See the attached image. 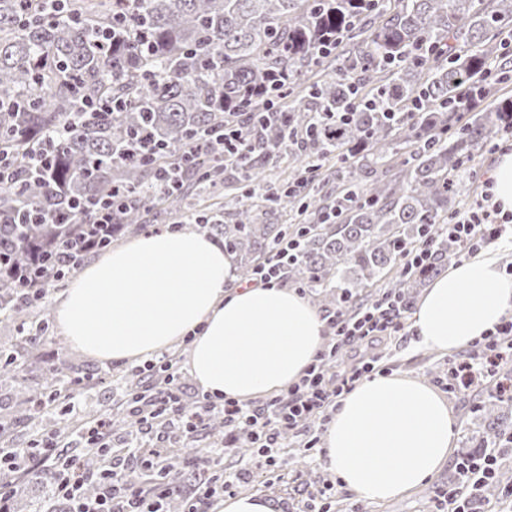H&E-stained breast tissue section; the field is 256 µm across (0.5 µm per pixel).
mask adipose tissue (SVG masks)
Here are the masks:
<instances>
[{"instance_id":"adipose-tissue-1","label":"adipose tissue","mask_w":512,"mask_h":512,"mask_svg":"<svg viewBox=\"0 0 512 512\" xmlns=\"http://www.w3.org/2000/svg\"><path fill=\"white\" fill-rule=\"evenodd\" d=\"M222 242L161 231L112 249L75 277L56 307L69 345L112 361L152 357L183 339L186 367L210 395L241 402L298 381L323 342L324 322L277 286L228 290ZM512 312V278L497 251L449 265L413 314L416 345L451 354ZM458 428L447 402L404 375H375L341 399L326 424L325 466L360 499L380 502L432 479Z\"/></svg>"}]
</instances>
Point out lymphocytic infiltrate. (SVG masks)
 Listing matches in <instances>:
<instances>
[{
	"label": "lymphocytic infiltrate",
	"instance_id": "f902f5d3",
	"mask_svg": "<svg viewBox=\"0 0 512 512\" xmlns=\"http://www.w3.org/2000/svg\"><path fill=\"white\" fill-rule=\"evenodd\" d=\"M126 199L110 194L95 201H77L76 211H91L93 228L81 245L111 236L116 211L123 209ZM443 233L467 258L492 244H512V218L501 216L488 197H481L467 209L458 212L443 227ZM406 313L393 297H377L362 305L343 303L326 316L329 340L316 353L304 375L283 393L258 404L233 399L216 400L202 395L193 411L183 409L180 390L173 381H165L153 394L150 403H142L137 387L126 390L142 424V433L153 426H175L184 438L205 427L213 416H221L226 431L252 434L258 443L256 467L266 474L282 471L285 440L295 438V449L302 454L313 452L320 438L317 421H328L339 406L341 397L368 376L375 368L374 358H360L343 365L336 375H327L325 365L330 357L347 348L375 346L385 337L405 328ZM512 362V316L502 319L481 340L471 343L466 351L451 361L449 372L453 391L463 395L494 379L495 389L512 399V376L499 377L498 368ZM57 440L52 432H42L33 446L15 448L0 438V512H10L8 503L16 483L34 474L49 472L56 492L72 504L70 512H164L162 503L170 491L169 484L159 482L149 487L127 482L122 471L124 455H112L111 479L101 481L95 496L88 497L83 487L98 470L97 462L58 463Z\"/></svg>",
	"mask_w": 512,
	"mask_h": 512
}]
</instances>
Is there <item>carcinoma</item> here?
Wrapping results in <instances>:
<instances>
[{
  "instance_id": "obj_1",
  "label": "carcinoma",
  "mask_w": 512,
  "mask_h": 512,
  "mask_svg": "<svg viewBox=\"0 0 512 512\" xmlns=\"http://www.w3.org/2000/svg\"><path fill=\"white\" fill-rule=\"evenodd\" d=\"M115 0H66L63 16L26 11L21 0H0V145L17 159L15 180L0 183V315L23 334L24 345L0 343V376L23 385L25 348L51 330L48 295L71 275L59 265L64 245L86 233L67 200L109 194L117 187L128 207L116 214L113 238L149 226L157 207L180 218L191 200L215 197L228 176L249 186L265 178L267 149L299 150L301 167L331 157L347 167L336 186L305 193L290 189L265 208L297 211L312 224H260L255 204H238L233 224H201L217 232L224 252L248 279L285 237L295 239L300 261L288 281L313 294L324 309L347 299L366 301L359 289L383 284L404 305L419 282L453 257L440 233L449 204L460 193V171L476 151L492 145L512 123V96L466 114L457 99L490 62L497 81L512 71L500 52L512 25V0H138L129 32L114 19ZM112 27V44L102 33ZM83 97L120 100L110 112H71ZM291 99L280 114L275 103ZM226 128L246 135L251 148L234 166L207 155L188 156L181 186L157 199L154 168L187 153L203 134ZM163 150L142 160L133 136ZM47 144L50 165L30 170V149ZM383 171L387 180L364 181ZM34 210L45 224H12ZM68 218L66 224L51 219ZM431 241L426 272L406 276L402 254ZM39 326L38 335H27ZM75 380L63 362L51 387ZM496 394L474 408L484 420L482 448L498 449V482L471 487L477 503L501 497L512 484V419L499 412ZM40 406L16 410L7 431L36 417ZM166 507L178 512L183 488L199 474L185 460L171 475ZM36 512H65L53 491L36 499Z\"/></svg>"
}]
</instances>
